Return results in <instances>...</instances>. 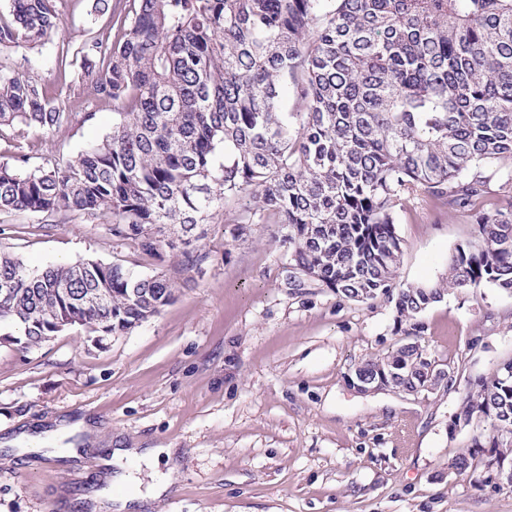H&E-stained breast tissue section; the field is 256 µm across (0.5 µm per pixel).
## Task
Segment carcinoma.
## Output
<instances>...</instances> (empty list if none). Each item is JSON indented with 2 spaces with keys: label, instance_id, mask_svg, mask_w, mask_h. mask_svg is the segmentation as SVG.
Wrapping results in <instances>:
<instances>
[{
  "label": "carcinoma",
  "instance_id": "1",
  "mask_svg": "<svg viewBox=\"0 0 512 512\" xmlns=\"http://www.w3.org/2000/svg\"><path fill=\"white\" fill-rule=\"evenodd\" d=\"M112 45L81 48V80L112 100V134L51 170L0 162V211L100 216L112 237L185 267L208 258L215 204L249 224L288 228L283 288L365 301L398 288L399 321L450 288L512 291V203L477 208L485 167L512 163V0H127ZM0 55L58 30V0H12ZM52 89L0 68V125L57 129ZM293 98L291 111L282 102ZM224 145V159L216 156ZM474 211L478 234L448 260V281L395 282L393 210L406 193ZM0 331L38 346L70 322L124 333L174 298L163 276L95 260L31 269L0 251ZM68 290L65 295L62 290ZM414 375L418 344L395 352ZM494 420L463 469L491 448L512 466V372L495 370L463 407Z\"/></svg>",
  "mask_w": 512,
  "mask_h": 512
}]
</instances>
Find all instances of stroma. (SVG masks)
I'll list each match as a JSON object with an SVG mask.
<instances>
[{"mask_svg":"<svg viewBox=\"0 0 512 512\" xmlns=\"http://www.w3.org/2000/svg\"><path fill=\"white\" fill-rule=\"evenodd\" d=\"M114 22L91 14L90 0H66L57 33L0 58L52 86L70 114L52 130L1 127L0 161L27 153L32 172L111 133L112 103L86 99L77 51L111 39ZM394 218L401 284L445 281L449 257L477 232L471 211L421 193L402 195ZM1 225L0 247L29 267L92 259L166 276L176 291L119 335L71 328L29 349L0 344V512H81L78 496L116 447L176 449L157 469L171 486L152 512H512V486L480 466L451 467L475 435L494 432L488 418L454 420L478 382L512 360V291L452 290L418 316L413 340L447 381L417 394L360 392L353 369L412 339L386 296L281 287L282 225L253 224L236 239L216 210L198 270L113 239L97 216L0 212ZM80 418L82 432L50 435L55 421ZM24 431L45 432L40 452H22ZM69 446L83 455L77 483L58 454Z\"/></svg>","mask_w":512,"mask_h":512,"instance_id":"1","label":"stroma"}]
</instances>
